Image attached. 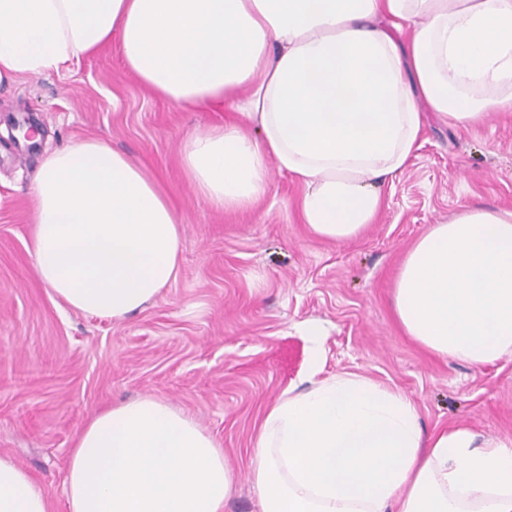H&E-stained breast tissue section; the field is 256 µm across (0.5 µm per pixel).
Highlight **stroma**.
Instances as JSON below:
<instances>
[{"label": "stroma", "instance_id": "obj_1", "mask_svg": "<svg viewBox=\"0 0 512 512\" xmlns=\"http://www.w3.org/2000/svg\"><path fill=\"white\" fill-rule=\"evenodd\" d=\"M231 108L175 105L146 88L117 46L71 70L0 85V133L30 119L38 147L0 140V454L67 512L64 475L78 430L114 403L152 395L196 420L224 451L235 487L224 512H261L250 482L268 409L304 379V324L325 330L322 377L354 373L408 396L426 431L465 426L512 438V355L472 366L408 336L393 306L406 253L464 207L512 209V109L459 128L425 114L419 148L384 186L357 238L331 242L301 218L302 185L272 174L255 207L217 211L188 183L187 139ZM102 140L135 159L180 219L179 275L126 319L73 311L40 282L33 186L45 152Z\"/></svg>", "mask_w": 512, "mask_h": 512}]
</instances>
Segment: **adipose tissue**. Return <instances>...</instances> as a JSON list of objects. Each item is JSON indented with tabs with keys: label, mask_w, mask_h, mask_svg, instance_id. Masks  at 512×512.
I'll list each match as a JSON object with an SVG mask.
<instances>
[{
	"label": "adipose tissue",
	"mask_w": 512,
	"mask_h": 512,
	"mask_svg": "<svg viewBox=\"0 0 512 512\" xmlns=\"http://www.w3.org/2000/svg\"><path fill=\"white\" fill-rule=\"evenodd\" d=\"M410 30L408 46L397 32ZM118 44L180 106H231L182 162L218 210L252 206L271 171L302 183L318 237H357L407 168L424 109L465 127L512 101V0H0V83ZM36 277L79 312L122 320L179 273L177 215L130 157L87 139L43 158ZM394 307L409 336L473 365L512 354V211L468 207L405 256ZM268 411L252 486L262 512H512V438L427 432L405 395L341 373ZM234 475L191 417L152 396L77 432L68 512H224ZM0 455V512H49Z\"/></svg>",
	"instance_id": "obj_1"
}]
</instances>
